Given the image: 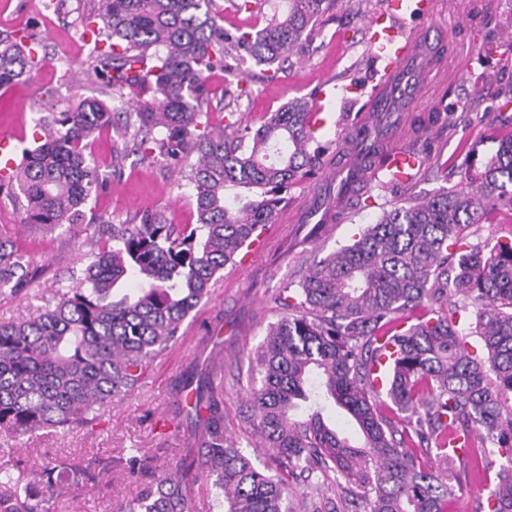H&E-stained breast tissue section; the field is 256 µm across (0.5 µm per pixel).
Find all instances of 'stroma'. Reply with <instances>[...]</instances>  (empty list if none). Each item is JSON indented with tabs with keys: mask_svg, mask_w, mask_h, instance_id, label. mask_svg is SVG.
<instances>
[{
	"mask_svg": "<svg viewBox=\"0 0 512 512\" xmlns=\"http://www.w3.org/2000/svg\"><path fill=\"white\" fill-rule=\"evenodd\" d=\"M391 0H339L323 16L324 23L277 75L252 61L235 64L232 71L214 74L210 83L217 97L209 108L212 124L224 122L218 100L228 83L244 81L248 97L239 102L244 123L257 126L267 113L288 102L304 98L328 120L324 138L339 134V115L347 98H366L375 72L371 48L375 32L370 21L388 9ZM433 18L407 16L411 26L427 28L430 49L438 61L427 77L417 79L418 96L396 118L404 128L399 142L427 159L411 184L398 189L380 183L364 188V200L345 212L335 224L310 229L306 224H268L262 234L267 249L245 269L228 267L215 284L210 298L187 319L190 335H181L175 345L158 355L147 367L141 383L127 395L113 400L101 420L75 430L17 438L15 448L32 462L52 458L83 457L112 463L110 494L84 490L66 492L55 503L57 512H108L110 499H133L137 482L119 463L121 449L146 448L157 457L162 473L182 472V462L191 446L187 429L169 430L157 436L154 426L160 416L171 414L174 400L171 384L188 366L204 365L215 355L224 357V430L253 462L265 460L269 451L246 421L248 384L239 373L247 369L244 356L265 339L269 324L284 314L277 297L282 288L297 283L306 267L340 246L350 244L355 233L374 223L386 202L398 193L425 199L464 184V160L471 143L481 142L482 152L492 153L496 141L487 131L499 125L504 96L512 90V62L505 53L512 40V0H436ZM8 0L0 6V36L28 30L48 55L47 64L33 80L16 83L11 93L0 96V130L10 129L32 146L39 117L38 106L57 100L69 102L96 95V82L86 80V60L92 48L81 35V20L94 0ZM330 79L334 91L319 97L318 86ZM439 112L437 123L415 133L411 119ZM112 134L99 137L92 157L101 174L108 176L106 189L90 198L89 216L120 223L136 213L163 209L172 223L191 224L195 206L185 188L179 168L163 161L128 157L120 169L112 167ZM0 231L11 236L18 249L43 265V273L19 293L0 294V320H12L51 302L57 288L70 285L73 270L81 268L89 249L86 237H70L66 229L39 230L20 222L18 209L0 193ZM223 313L224 328L212 335L213 318ZM481 451L469 449L457 463L460 483L449 512H481L494 481L482 473Z\"/></svg>",
	"mask_w": 512,
	"mask_h": 512,
	"instance_id": "35a3bbf8",
	"label": "stroma"
}]
</instances>
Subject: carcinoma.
<instances>
[{"instance_id": "1", "label": "carcinoma", "mask_w": 512, "mask_h": 512, "mask_svg": "<svg viewBox=\"0 0 512 512\" xmlns=\"http://www.w3.org/2000/svg\"><path fill=\"white\" fill-rule=\"evenodd\" d=\"M83 20L94 40L87 75L100 95L61 111L43 110L15 171L0 176L21 223L90 233L86 263L56 302L0 322V512H53L60 477L108 488L112 463L81 458L44 463L35 489L16 438L100 421L112 399L134 390L211 294L217 275L272 223L284 194L319 170L341 145L315 130L304 101L273 112L258 128L235 109L249 88H224V126L206 119L209 79L228 60L282 65L302 49L332 0H283L262 26L220 24L216 0H99ZM47 61L32 37H0V88ZM119 102L110 104L109 99ZM116 135L115 166L130 154L178 166L191 188L196 223L173 224L151 210L111 224L87 218L92 193L107 184L90 146ZM370 163L389 162L379 140ZM465 172L466 186L390 204L352 243L313 262L282 298L288 313L248 357L251 430L273 453L256 465L224 435V386L216 372L185 371L176 403H190L197 451L188 470L212 480L224 512H291L293 481L309 499L337 493L342 512H447L456 478L452 449L490 446L495 472L488 512H512V224L494 244L464 241L463 229L492 212L512 213V134ZM261 189L230 204L229 188ZM37 273L0 235V291L16 292ZM134 280L138 288L123 285ZM477 310L486 357L468 349L454 317ZM393 349L386 398L373 367ZM322 397L350 417L356 443L331 428ZM435 450V465L419 455ZM143 453L123 460L128 475L150 469ZM111 512H200L184 478L154 475Z\"/></svg>"}]
</instances>
